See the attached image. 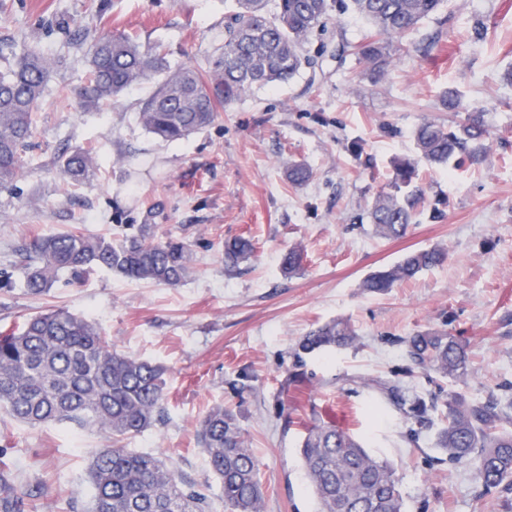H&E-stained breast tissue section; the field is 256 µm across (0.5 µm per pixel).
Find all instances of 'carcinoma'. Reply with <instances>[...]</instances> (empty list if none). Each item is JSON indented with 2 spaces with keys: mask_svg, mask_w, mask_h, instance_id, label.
Masks as SVG:
<instances>
[{
  "mask_svg": "<svg viewBox=\"0 0 512 512\" xmlns=\"http://www.w3.org/2000/svg\"><path fill=\"white\" fill-rule=\"evenodd\" d=\"M444 0H234L224 16V47L205 69L171 68L157 47H144L125 34L104 33L85 45L76 41L86 61L87 82L82 107L101 109L115 96L153 72L162 75L155 90L140 105L139 118L155 137L177 141L208 126L218 109L255 89L293 79L300 71L310 79L324 75L323 57L338 61L349 55L376 63L386 50L402 45ZM352 10L373 31L362 41L339 35L332 52L328 45L310 54V36L326 28L337 10ZM47 81L42 57L27 48L0 71V187L8 188L24 169L23 154L33 136V112ZM441 107L457 119L443 124L425 122L414 134L415 158L390 161L391 178L368 211L374 233L398 238L413 223L424 192L415 186L419 161L459 167L482 162L489 130L483 113L462 104L455 89L441 98ZM59 173L68 182H82L95 170L94 157L75 150L61 155ZM310 167L288 166V182H308ZM254 255L244 237L224 240V266L236 268ZM24 288L44 294L60 273L82 276L105 269L126 279L168 286L180 284L190 271V245L173 238L156 241L150 225L139 234L117 241L80 231L40 236L23 248ZM447 253L420 248L366 277L361 287L385 293L398 283L445 262ZM302 252L291 247L282 268L292 272ZM356 330L345 320L317 326L294 349L295 365L316 352L353 345ZM410 363L408 374L461 378L470 358L457 337L438 330L418 331L403 340ZM162 366L119 351L86 319L61 309L40 312L11 333L0 334V407L30 428L47 423H75L95 428L111 443L91 453L93 485L91 512H209L207 499L150 453L125 448L161 419L165 400ZM376 398L396 408L406 420L422 425L438 399L411 394L400 378L364 381ZM446 423L435 446L448 461L471 471L487 490L512 489V397L491 394L468 400L448 392ZM198 438L224 493V512H263L264 491L258 461L249 448L234 409L218 406L198 423ZM300 456L318 512H405L395 469L372 455L346 429L332 423L311 426L304 434ZM30 494L13 479L10 465L0 460V512H30Z\"/></svg>",
  "mask_w": 512,
  "mask_h": 512,
  "instance_id": "carcinoma-1",
  "label": "carcinoma"
}]
</instances>
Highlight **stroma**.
<instances>
[{"instance_id": "1", "label": "stroma", "mask_w": 512, "mask_h": 512, "mask_svg": "<svg viewBox=\"0 0 512 512\" xmlns=\"http://www.w3.org/2000/svg\"><path fill=\"white\" fill-rule=\"evenodd\" d=\"M233 0H0V68L26 47L53 65L27 152L29 166L0 189V333L29 316L63 308L95 322L112 343L163 365L165 413L125 447L154 454L224 512L220 481L197 440L212 407L230 405L259 461L264 512H316L298 447L313 416L333 419L396 469L406 512H512V491L484 489L449 463L431 438L445 406L412 426L394 407L380 417L365 379L401 377L420 393L454 390L468 398L512 384V0H448L400 52L378 68L355 57L325 62V78L300 74L254 90L219 109L189 137L164 142L139 119L156 79L128 87L98 112L83 111L78 35L119 31L141 45L163 43L171 65L207 67L224 42ZM439 40L417 51L430 35ZM484 108L491 134L481 165L420 163L426 202L405 235H375L358 217L390 176V160L414 155V130L443 122L447 87ZM362 144L355 155L352 144ZM93 150L94 176L60 180L57 161ZM306 162L312 178L289 185L288 167ZM148 224L156 239L192 249L179 285L124 279L97 270L62 275L40 296L24 291L21 250L31 239L73 228L119 239ZM245 236L252 260L229 270L225 239ZM303 250L295 275L280 268L289 247ZM438 246L445 263L385 294L363 279L406 252ZM349 321L356 344L309 356L290 381L293 350L316 326ZM444 330L468 347L466 379L405 378L403 339ZM105 433L73 424L24 426L0 410V451L32 491L36 512H89L90 452Z\"/></svg>"}]
</instances>
